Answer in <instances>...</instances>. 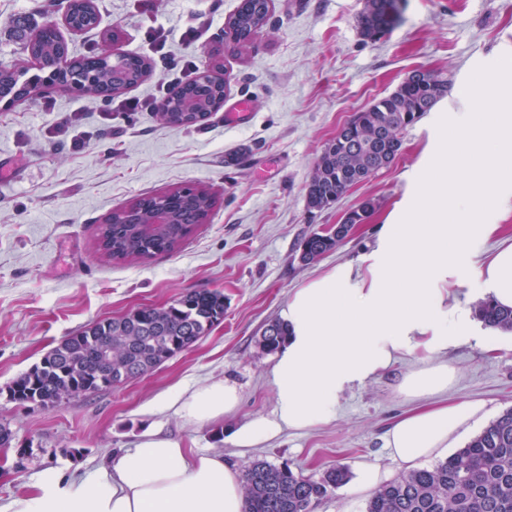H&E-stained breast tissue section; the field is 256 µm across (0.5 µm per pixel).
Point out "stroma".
I'll return each mask as SVG.
<instances>
[{"label":"stroma","mask_w":512,"mask_h":512,"mask_svg":"<svg viewBox=\"0 0 512 512\" xmlns=\"http://www.w3.org/2000/svg\"><path fill=\"white\" fill-rule=\"evenodd\" d=\"M239 0H96L97 28L66 34L71 55L94 53L104 39L149 58L150 77L113 96L111 105L58 90L0 111V426L12 434L0 447V503L26 493L40 473L78 478L114 451L132 447L155 427L183 447L223 452L246 471L258 459L317 478L348 467L350 479L316 501L312 512H364L371 496L360 485L364 467L383 481L406 473L385 446L388 429L411 409L397 391L417 366L413 354L366 384L344 393L329 421L286 430L255 448L230 434L271 414L273 356L258 344L296 290L346 267L367 272L383 225L394 223L442 152V131L477 117V99L461 89L480 72L494 73L512 57V0H404L401 21L376 42H363L357 17L364 0H272L269 26L238 54L225 23ZM66 0H0V68H17L25 54L13 20L61 24ZM197 28L192 51L199 70L222 74L227 102L252 100L244 126L216 112L202 126L162 124L156 113L126 112V100L155 99L167 59L153 54L149 28ZM448 79L451 89L403 134L387 169L349 189L337 203L309 211L304 186L324 145L350 116L387 95L412 70ZM84 132L75 141L74 131ZM193 186L215 207L172 252L115 261L98 245V227L138 198ZM479 221L497 225L472 248L485 263L512 243V179L495 186ZM373 200L365 224L335 250L304 265L299 245L310 233ZM448 312H465L468 336L445 359L457 375L447 399L484 401L488 420L512 408V333L487 327L473 312L480 282L447 277ZM191 289L224 295V319L189 349L151 373L89 397L50 408L16 402L8 388L66 336L89 324L144 306L173 303ZM224 379L240 390L237 409L221 423L191 424L155 403L167 393Z\"/></svg>","instance_id":"35a3bbf8"}]
</instances>
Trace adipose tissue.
Returning <instances> with one entry per match:
<instances>
[{
	"label": "adipose tissue",
	"mask_w": 512,
	"mask_h": 512,
	"mask_svg": "<svg viewBox=\"0 0 512 512\" xmlns=\"http://www.w3.org/2000/svg\"><path fill=\"white\" fill-rule=\"evenodd\" d=\"M484 120L451 127L444 159L424 171L422 191L407 220L384 225L379 261L368 280L352 270L312 280L298 289L281 319L289 329L271 370L276 406L234 430L233 442L251 448L283 430L303 431L336 414L340 396L387 369L402 352L420 364L405 373L398 391L414 409L389 428L390 454L413 465L451 448L467 422L484 417V403L451 404L443 395L455 371L440 356L457 342L467 316H449L438 283L472 262L468 252L496 225L477 223L491 202L490 188L511 176L512 84L480 75L467 88ZM479 279L487 295L512 308V245L499 249ZM234 384L213 380L161 401L186 422L223 420L238 405ZM239 470L219 451L182 447L160 431H144L134 446L99 468L67 480L40 474L29 492L5 512H243Z\"/></svg>",
	"instance_id": "1"
}]
</instances>
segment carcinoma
<instances>
[{
    "label": "carcinoma",
    "instance_id": "cac0c4a2",
    "mask_svg": "<svg viewBox=\"0 0 512 512\" xmlns=\"http://www.w3.org/2000/svg\"><path fill=\"white\" fill-rule=\"evenodd\" d=\"M271 0H240L227 21L237 52L252 50L254 34L270 20ZM70 21L78 30L94 28L98 12L93 0H71ZM401 0H365L357 18L362 39L373 42L398 24ZM25 52L51 63L68 47L52 25L38 26L26 19L16 24ZM71 71L85 76L84 93L98 99L105 93L144 80L151 64L138 55L126 56L116 71L94 55L70 58ZM439 96L430 87L407 77L391 93L352 114L321 151L305 186L308 209L323 210L336 203L351 187L389 167L400 155L402 138L424 113L448 91L450 83L438 79ZM20 93L12 73L0 70V96ZM226 97V86L195 81L170 94L173 112L161 118L165 124L202 125L216 101ZM215 205L208 191L197 187L175 188L148 195L112 212L99 229V246L113 260L149 258L170 253L193 229L206 222ZM167 215L154 223L157 210ZM343 242L339 235L313 232L300 247L311 256H323ZM476 316L488 327L512 331V309L489 298L478 302ZM224 318V295L213 290H188L173 304L144 306L122 317L98 320L65 337L41 362L19 376L9 387L10 399L52 406L61 393L90 396L144 376L165 361L190 348ZM287 329L279 320L269 321L259 344L275 352ZM112 347V364L99 358L101 349ZM350 478L336 465L314 480L293 473L288 466L265 460L253 462L244 475L245 512H310L311 505ZM365 512H512V409L505 411L473 437L465 447L430 467L412 470L379 486L366 503Z\"/></svg>",
    "mask_w": 512,
    "mask_h": 512
}]
</instances>
